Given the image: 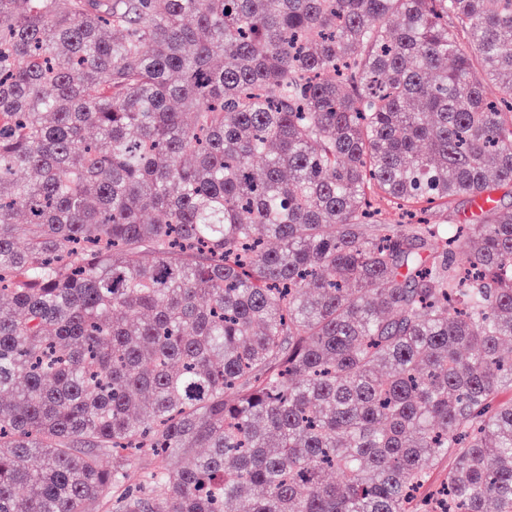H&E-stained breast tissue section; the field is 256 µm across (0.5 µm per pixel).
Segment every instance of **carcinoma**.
<instances>
[{
  "mask_svg": "<svg viewBox=\"0 0 512 512\" xmlns=\"http://www.w3.org/2000/svg\"><path fill=\"white\" fill-rule=\"evenodd\" d=\"M504 187L512 0H0V512H512ZM473 203L466 197H457L448 205V211L442 208L428 212L431 222L448 220L454 224H471L475 220V209Z\"/></svg>",
  "mask_w": 512,
  "mask_h": 512,
  "instance_id": "cac0c4a2",
  "label": "carcinoma"
}]
</instances>
